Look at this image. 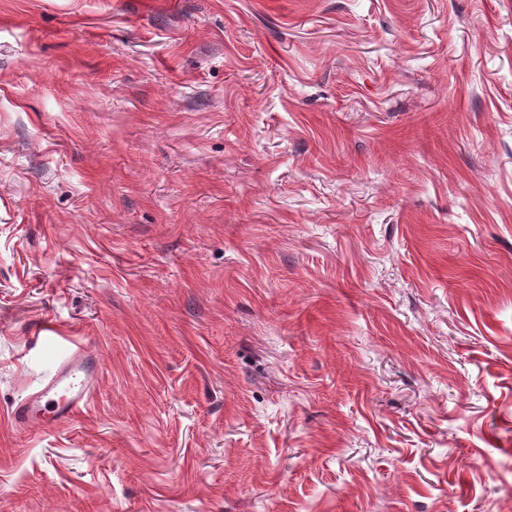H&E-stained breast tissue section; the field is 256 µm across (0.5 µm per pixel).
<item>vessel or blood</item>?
Instances as JSON below:
<instances>
[{"mask_svg": "<svg viewBox=\"0 0 512 512\" xmlns=\"http://www.w3.org/2000/svg\"><path fill=\"white\" fill-rule=\"evenodd\" d=\"M100 368L101 359L96 354L83 348L71 352L41 389L15 406L13 422L28 430H40L73 419L90 404Z\"/></svg>", "mask_w": 512, "mask_h": 512, "instance_id": "obj_1", "label": "vessel or blood"}]
</instances>
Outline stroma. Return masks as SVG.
I'll use <instances>...</instances> for the list:
<instances>
[{
	"label": "stroma",
	"instance_id": "obj_1",
	"mask_svg": "<svg viewBox=\"0 0 512 512\" xmlns=\"http://www.w3.org/2000/svg\"><path fill=\"white\" fill-rule=\"evenodd\" d=\"M0 512H512V0H0ZM100 368L96 354L84 348L72 351L41 389L15 406L13 422L27 430H40L73 419L90 404Z\"/></svg>",
	"mask_w": 512,
	"mask_h": 512
}]
</instances>
